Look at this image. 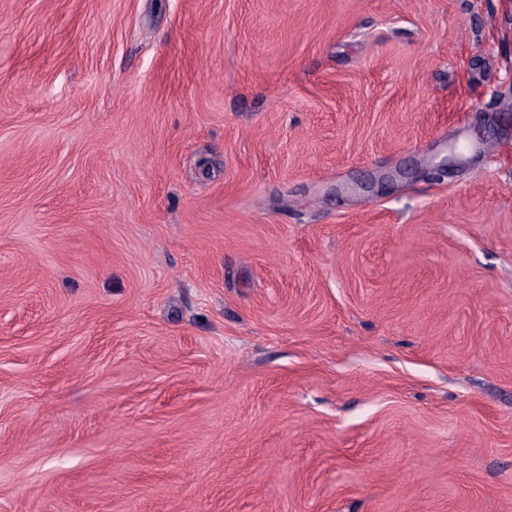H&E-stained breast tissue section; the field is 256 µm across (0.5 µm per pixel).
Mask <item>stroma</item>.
<instances>
[{
	"label": "stroma",
	"mask_w": 512,
	"mask_h": 512,
	"mask_svg": "<svg viewBox=\"0 0 512 512\" xmlns=\"http://www.w3.org/2000/svg\"><path fill=\"white\" fill-rule=\"evenodd\" d=\"M0 512H512V0H0Z\"/></svg>",
	"instance_id": "1"
}]
</instances>
